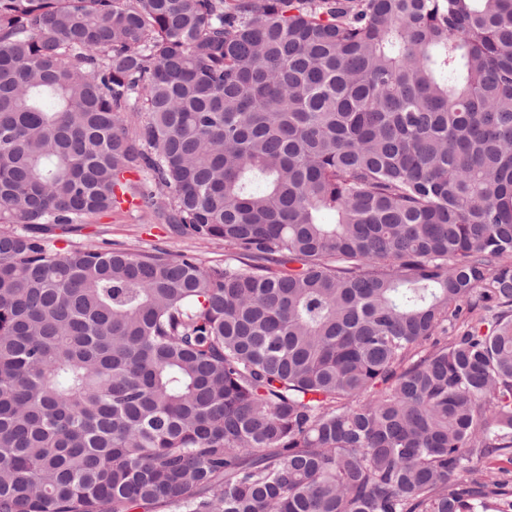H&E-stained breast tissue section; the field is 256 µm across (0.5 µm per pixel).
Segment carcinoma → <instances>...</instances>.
Listing matches in <instances>:
<instances>
[{
    "label": "carcinoma",
    "instance_id": "cac0c4a2",
    "mask_svg": "<svg viewBox=\"0 0 512 512\" xmlns=\"http://www.w3.org/2000/svg\"><path fill=\"white\" fill-rule=\"evenodd\" d=\"M0 224V512H512V0H0ZM50 245L62 251L94 248L134 253L152 251L157 246L172 254L192 252L204 268L224 266L227 250L222 239L200 240L173 235L165 224H151L140 219L127 204L109 215L97 217L91 224H76L65 231L55 229L50 235Z\"/></svg>",
    "mask_w": 512,
    "mask_h": 512
}]
</instances>
